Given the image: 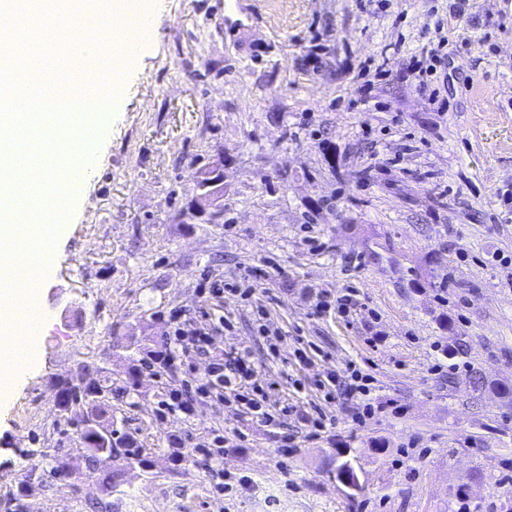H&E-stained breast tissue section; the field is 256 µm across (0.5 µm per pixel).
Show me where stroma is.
I'll use <instances>...</instances> for the list:
<instances>
[{
  "instance_id": "obj_1",
  "label": "stroma",
  "mask_w": 512,
  "mask_h": 512,
  "mask_svg": "<svg viewBox=\"0 0 512 512\" xmlns=\"http://www.w3.org/2000/svg\"><path fill=\"white\" fill-rule=\"evenodd\" d=\"M147 36L119 85L100 147L39 282L40 359L0 406V512H512V0H146ZM435 49L438 76L412 65ZM385 74L371 94L360 70ZM225 154L224 221L183 224L198 170ZM202 300L213 282L238 284ZM355 289L356 315L317 314L322 292ZM284 339L272 354L254 313ZM224 318L217 349H248L293 412L268 426L237 403L160 414L184 368L143 370L113 397L112 427L147 469L113 458L117 492L88 475L53 381L94 361L113 385L116 341L166 342ZM316 357L298 367L295 337ZM357 363L362 399L324 404L327 371ZM483 381L472 391L470 377ZM305 391H297V384ZM322 404L321 439L302 414ZM234 441L176 472V442ZM295 437L283 457L282 434ZM67 449V476L43 468ZM350 461L359 481L336 479ZM251 489L218 493L225 474Z\"/></svg>"
}]
</instances>
